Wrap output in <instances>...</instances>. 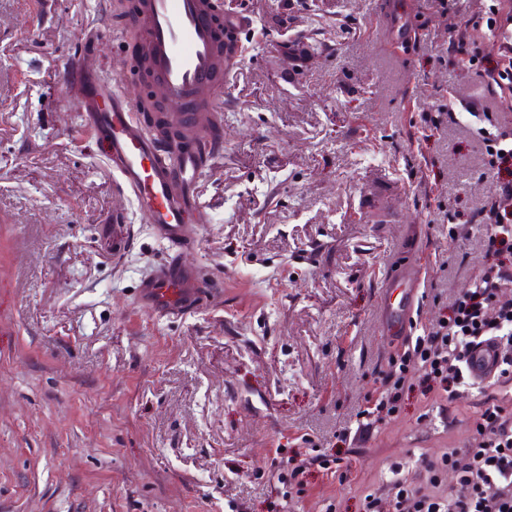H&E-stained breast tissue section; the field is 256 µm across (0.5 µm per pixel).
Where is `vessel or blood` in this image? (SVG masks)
<instances>
[{
    "instance_id": "vessel-or-blood-1",
    "label": "vessel or blood",
    "mask_w": 512,
    "mask_h": 512,
    "mask_svg": "<svg viewBox=\"0 0 512 512\" xmlns=\"http://www.w3.org/2000/svg\"><path fill=\"white\" fill-rule=\"evenodd\" d=\"M139 25L147 54L146 81L161 97L170 119L195 134L217 126L218 99L225 90L231 64L225 62V31L240 32L247 22L224 20L212 0H139ZM96 150L108 161L122 188L134 199L156 236L172 247L138 285L141 307L156 316L181 318L206 300V284L184 257L202 222L195 183L202 174L193 150L171 156L166 140L149 132L136 118L138 97L119 80L105 82L90 59H82L65 75ZM420 286V272L398 265L387 277L381 296L382 332H406ZM499 348L483 343L470 354L473 382L497 375Z\"/></svg>"
}]
</instances>
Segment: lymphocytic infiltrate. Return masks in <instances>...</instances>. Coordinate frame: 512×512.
<instances>
[{"mask_svg":"<svg viewBox=\"0 0 512 512\" xmlns=\"http://www.w3.org/2000/svg\"><path fill=\"white\" fill-rule=\"evenodd\" d=\"M448 14V62L476 70L488 85L512 92V45L497 52L470 50L468 30L484 28L496 37L500 27L512 24V12L501 0L488 6L471 20H461L460 0H443ZM474 120L473 135L482 150V161L494 189L480 207H451L444 214L449 235H465L470 225L484 228L485 266L469 288L440 308L435 320L422 326L415 336L405 339L394 370L385 373L384 395L370 411V421L358 424L354 440H362L374 425L394 417L407 373L417 367L424 397L449 402L471 388L469 356L482 341H495L503 356L499 378L480 385L488 396L475 420L476 437L463 448L418 460L428 473L431 485H439L445 472H455L459 493L440 497L419 486L415 479L402 476L387 482L364 483L362 512H512V121L492 118L477 102L465 103ZM332 461L324 454L296 450L275 459L279 480L302 487L316 470H330Z\"/></svg>","mask_w":512,"mask_h":512,"instance_id":"lymphocytic-infiltrate-1","label":"lymphocytic infiltrate"}]
</instances>
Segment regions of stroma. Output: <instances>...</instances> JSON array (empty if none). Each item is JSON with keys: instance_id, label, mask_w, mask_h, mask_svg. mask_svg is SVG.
Segmentation results:
<instances>
[{"instance_id": "stroma-1", "label": "stroma", "mask_w": 512, "mask_h": 512, "mask_svg": "<svg viewBox=\"0 0 512 512\" xmlns=\"http://www.w3.org/2000/svg\"><path fill=\"white\" fill-rule=\"evenodd\" d=\"M235 2L251 26L184 253L211 297L166 320L136 287L171 249L63 81L94 36L105 76L143 94L113 0H0V512H356L362 481L475 436L484 394L442 415L413 370L399 417L336 439L399 349L379 323L393 267L415 263L421 290L446 296L482 267L477 236L450 238L437 215L492 184L466 128L425 114L478 100L497 117L512 93L449 66L438 0ZM396 3L405 42L387 21ZM301 36L335 50L299 57ZM306 444L344 472L286 497L273 458Z\"/></svg>"}]
</instances>
